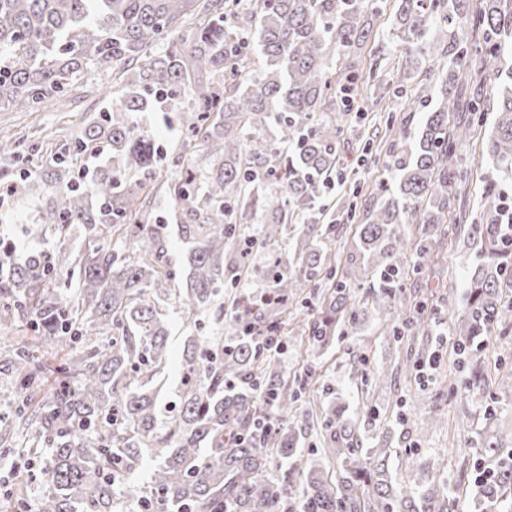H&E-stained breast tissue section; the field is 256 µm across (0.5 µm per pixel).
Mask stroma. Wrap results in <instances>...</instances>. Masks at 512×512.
Instances as JSON below:
<instances>
[{"label": "stroma", "instance_id": "obj_1", "mask_svg": "<svg viewBox=\"0 0 512 512\" xmlns=\"http://www.w3.org/2000/svg\"><path fill=\"white\" fill-rule=\"evenodd\" d=\"M397 8V0H386L363 50L367 58L380 55V65L390 76L403 69L409 51L408 44L395 47L388 43ZM111 82L112 74L108 71L99 73L95 80L80 81L75 84L67 107L62 109L0 112V134L16 137L23 148L36 150L32 159H20L12 166V176L21 175L30 164L50 161L53 153L69 147L72 135L79 133L104 108L105 102L98 90ZM398 109L395 100L385 99L377 111L352 109L338 113V120L346 128L345 138L338 145L340 159L354 162L365 141L371 149L381 148L387 138L388 114ZM388 179L385 167L360 168L347 171L343 185L326 189L322 200L324 212L316 221L335 223L336 252L342 260L351 258L357 239L358 227L350 217L351 212H362L379 185ZM9 205L15 213V221L0 223V239L10 242L20 254L35 248L53 251V241L38 243L25 233L26 226L37 220L38 203L13 197ZM480 259L477 249L462 246L442 252L430 266L429 275L439 281L444 295V311L437 321L439 336L415 340L410 348L417 353L426 350L437 354L435 367H422L409 377L400 374L399 367L409 347L395 343L386 335L380 317L368 304L363 305L358 321L348 326L345 335L329 350L316 352L293 339L280 358L288 373L314 372L317 381L313 395L319 403L343 406L347 416L353 419L378 411V418L365 433L366 441L370 444L383 442L394 448L392 477L396 481L408 482L428 472L435 481L455 483L461 464L474 456L475 444L488 436L484 418L486 405L494 406L498 419H512V387L486 392L464 386L469 370L459 367L452 353L454 321L463 310L468 279ZM170 325V359L161 400L165 406L175 400L180 386L179 363L185 339L198 334L219 336L223 333L215 316H192L177 308L171 312ZM360 356L366 359V369L389 371L385 386L374 389L364 383L355 363ZM434 415L440 417L443 425L435 430L427 429L426 423Z\"/></svg>", "mask_w": 512, "mask_h": 512}]
</instances>
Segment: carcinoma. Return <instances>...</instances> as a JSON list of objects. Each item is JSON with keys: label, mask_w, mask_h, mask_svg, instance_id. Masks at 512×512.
<instances>
[{"label": "carcinoma", "mask_w": 512, "mask_h": 512, "mask_svg": "<svg viewBox=\"0 0 512 512\" xmlns=\"http://www.w3.org/2000/svg\"><path fill=\"white\" fill-rule=\"evenodd\" d=\"M384 0H0V111L64 105L75 82L121 70L119 103L108 104L81 136L15 191L40 201L32 251L0 276V328L17 332L4 371L17 406L0 417V452L40 464L38 512H119V490L144 457L158 461L141 496L150 512H454L457 497L392 482L391 454L361 448L344 410L329 403L304 412L320 431L319 460L297 454L302 433L290 413L306 401L308 379L290 376L276 355L251 340L289 326L290 301L321 289L302 323L321 351L357 321L349 291L357 272L336 268L334 237L305 219L337 175L335 113L359 81L434 103L418 127L404 120L382 164V184L366 210L356 242L371 275L365 300L393 339L431 336L438 309L429 294L408 293L404 261L421 278L434 256L460 237L484 261L467 283L456 324L454 355L474 364L471 381L491 379L476 367L478 336L512 312V254L501 236L507 220L499 180L512 177V66L491 95L466 96L468 62L512 61V0H400L389 41L414 45L416 83L403 70L387 78L379 63L367 75L359 50ZM198 27L180 44L171 37L191 19ZM139 112H172L202 141L210 165L196 173L171 157L180 176L166 182L169 200L188 220L178 231L189 244L176 274L168 225L147 212L160 146L136 126ZM496 113L482 141L497 177L484 180L478 216L464 198L466 142ZM20 142L0 139V164L19 157ZM112 164L86 179L84 160L100 148ZM417 231L401 230V215ZM262 224L247 230L255 215ZM269 255L267 287L251 281L253 251L285 241ZM77 233L82 249L66 253ZM323 276L325 283L316 281ZM231 310V338L193 336L182 354L174 414L158 420V383L168 364L170 309ZM65 354L62 379L42 391L44 361ZM489 443L474 466L498 461L491 477L465 491L480 512H512V451L499 443L512 431L486 408ZM288 460L280 479L268 476L272 454Z\"/></svg>", "instance_id": "1"}]
</instances>
